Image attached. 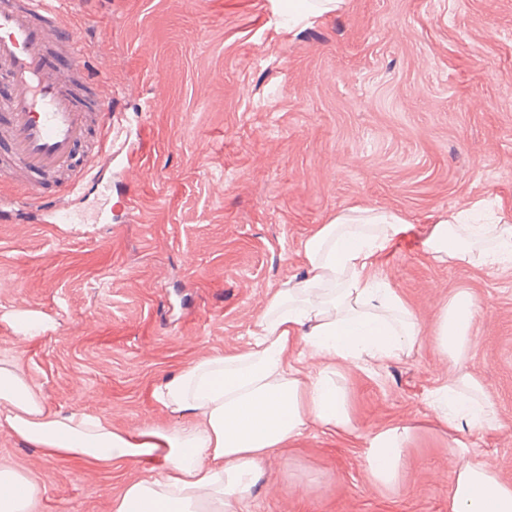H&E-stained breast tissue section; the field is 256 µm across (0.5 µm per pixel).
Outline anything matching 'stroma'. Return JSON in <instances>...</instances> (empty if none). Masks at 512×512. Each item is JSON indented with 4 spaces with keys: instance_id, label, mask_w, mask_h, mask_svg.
Masks as SVG:
<instances>
[{
    "instance_id": "obj_1",
    "label": "stroma",
    "mask_w": 512,
    "mask_h": 512,
    "mask_svg": "<svg viewBox=\"0 0 512 512\" xmlns=\"http://www.w3.org/2000/svg\"><path fill=\"white\" fill-rule=\"evenodd\" d=\"M73 0L94 76L142 150L112 221L0 222V358L51 408L165 428L154 399L194 362L246 352L267 302L306 273L303 245L352 207L406 220L378 274L421 339L372 368L332 363L352 429L310 427L270 457L250 512H448L457 468L512 485V267L440 265L438 217L484 199L512 209V0ZM475 304L468 356L445 362L437 312ZM54 327L23 340L7 317ZM459 373L495 408L440 427L429 405ZM406 427L400 485L372 484V435ZM33 475L40 512H112L148 463L45 458L0 429V462ZM53 319L38 309H21L15 311L9 319L15 335L23 339H32L44 334Z\"/></svg>"
}]
</instances>
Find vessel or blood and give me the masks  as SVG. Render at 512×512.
<instances>
[{"label": "vessel or blood", "mask_w": 512, "mask_h": 512, "mask_svg": "<svg viewBox=\"0 0 512 512\" xmlns=\"http://www.w3.org/2000/svg\"><path fill=\"white\" fill-rule=\"evenodd\" d=\"M59 57L68 69L56 66ZM88 63V46L68 23L63 0H0V70L10 84L0 95V142L7 146L0 178L18 168L28 172L14 199L45 224L75 223L76 197L111 199L113 160L138 150L114 121L111 97H84L83 88L97 84ZM94 125L98 143L77 159ZM47 180L58 189L42 202L40 184Z\"/></svg>", "instance_id": "obj_1"}]
</instances>
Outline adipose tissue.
<instances>
[{
    "mask_svg": "<svg viewBox=\"0 0 512 512\" xmlns=\"http://www.w3.org/2000/svg\"><path fill=\"white\" fill-rule=\"evenodd\" d=\"M403 223L400 215L374 208L337 212L305 242V276L269 301L247 352L201 359L156 387V401L176 424L128 431L103 416L50 410L25 370L0 358V428L48 458L157 463L155 472L113 498L112 512H247L270 455L309 425L353 426L347 398L328 371L307 379L287 363L295 338L314 357L355 365L399 358L419 342L412 310L374 272ZM424 247L441 265L511 266L512 211L501 208L487 219L476 204L440 218ZM472 321L469 298L453 296L440 308L434 342L449 360L467 357ZM430 405L451 431L489 422L493 414L467 375L435 388ZM408 439L400 427L371 438L366 458L373 484L397 487ZM39 495L30 474L0 467V512H35ZM448 512H512V486L483 462H465Z\"/></svg>",
    "mask_w": 512,
    "mask_h": 512,
    "instance_id": "ef3b65f1",
    "label": "adipose tissue"
}]
</instances>
